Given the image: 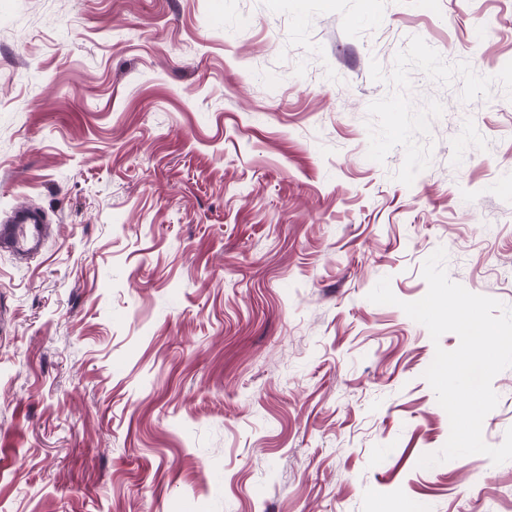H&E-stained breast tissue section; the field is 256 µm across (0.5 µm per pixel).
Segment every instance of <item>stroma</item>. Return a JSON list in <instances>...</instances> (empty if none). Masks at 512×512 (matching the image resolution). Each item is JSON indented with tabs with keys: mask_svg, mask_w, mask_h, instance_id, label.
I'll use <instances>...</instances> for the list:
<instances>
[{
	"mask_svg": "<svg viewBox=\"0 0 512 512\" xmlns=\"http://www.w3.org/2000/svg\"><path fill=\"white\" fill-rule=\"evenodd\" d=\"M20 205L0 512H512V461L419 467L459 338L400 307L440 248L512 307V0H0ZM0 224V252L14 258L38 256L46 244V232L41 216L27 207L15 208Z\"/></svg>",
	"mask_w": 512,
	"mask_h": 512,
	"instance_id": "obj_1",
	"label": "stroma"
}]
</instances>
